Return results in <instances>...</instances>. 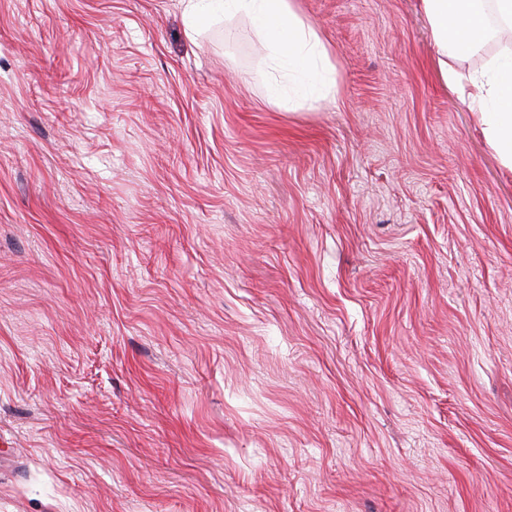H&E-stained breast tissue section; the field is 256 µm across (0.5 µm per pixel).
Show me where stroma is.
<instances>
[{
	"mask_svg": "<svg viewBox=\"0 0 512 512\" xmlns=\"http://www.w3.org/2000/svg\"><path fill=\"white\" fill-rule=\"evenodd\" d=\"M0 0V512H512V172L420 0ZM215 1L222 3L224 17L245 15L254 21L259 36L280 68L288 71L296 62L304 61L308 84L321 85L325 97L335 98V81L326 80L322 73L332 68L327 50L315 29L296 13L292 0Z\"/></svg>",
	"mask_w": 512,
	"mask_h": 512,
	"instance_id": "stroma-1",
	"label": "stroma"
}]
</instances>
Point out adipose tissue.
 Here are the masks:
<instances>
[{
    "label": "adipose tissue",
    "mask_w": 512,
    "mask_h": 512,
    "mask_svg": "<svg viewBox=\"0 0 512 512\" xmlns=\"http://www.w3.org/2000/svg\"><path fill=\"white\" fill-rule=\"evenodd\" d=\"M492 3L504 27L512 31V0H421L433 42L440 53L479 51L485 43V3ZM225 14L251 18L274 62L290 69L307 65L309 85L322 86L324 96H335L334 80L325 78L330 67L327 50L315 29L294 10L292 0H223ZM502 59L492 60L485 72L471 76L465 95L483 127V134L501 164L512 170V113L495 110V103L512 97V87L500 78Z\"/></svg>",
    "instance_id": "adipose-tissue-1"
}]
</instances>
